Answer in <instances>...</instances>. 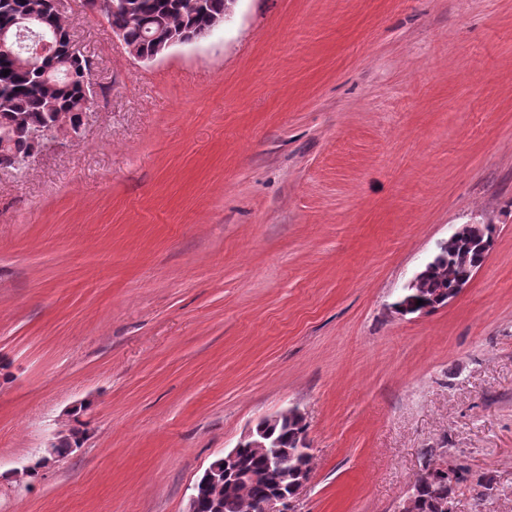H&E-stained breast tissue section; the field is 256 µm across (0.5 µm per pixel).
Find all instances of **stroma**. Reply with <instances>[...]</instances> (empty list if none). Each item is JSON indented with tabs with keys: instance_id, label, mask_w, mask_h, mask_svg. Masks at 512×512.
I'll return each mask as SVG.
<instances>
[{
	"instance_id": "obj_1",
	"label": "stroma",
	"mask_w": 512,
	"mask_h": 512,
	"mask_svg": "<svg viewBox=\"0 0 512 512\" xmlns=\"http://www.w3.org/2000/svg\"><path fill=\"white\" fill-rule=\"evenodd\" d=\"M62 15L96 97L0 169V512H186L294 406L299 512H396L430 460L512 512V0H237L151 62ZM483 221L469 287L397 314ZM78 404L83 446L26 476Z\"/></svg>"
}]
</instances>
